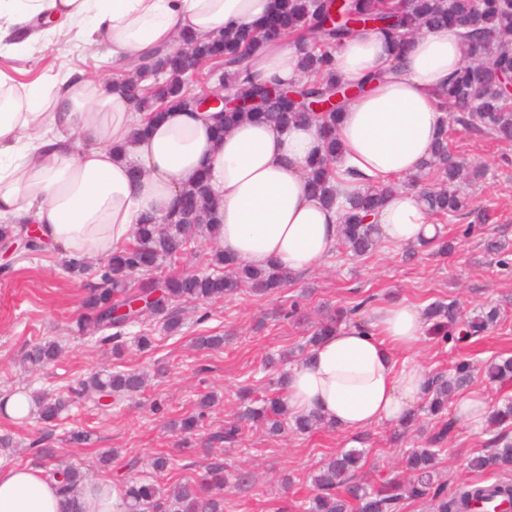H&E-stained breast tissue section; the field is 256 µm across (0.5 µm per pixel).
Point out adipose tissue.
<instances>
[{"label":"adipose tissue","instance_id":"ef3b65f1","mask_svg":"<svg viewBox=\"0 0 512 512\" xmlns=\"http://www.w3.org/2000/svg\"><path fill=\"white\" fill-rule=\"evenodd\" d=\"M275 7L276 0H0V50L27 54L65 27L81 42L104 43L113 69L150 65L182 35L250 27ZM463 60V43L444 28L414 37L400 54L376 31L336 50L337 77L366 85L337 128L340 189H356L344 177L350 168L382 186L418 171L440 129L437 94ZM250 65L263 79L302 78L285 41L266 44ZM223 123L220 112L177 108L151 120L108 78L69 71L24 84L0 69V217L37 225L62 258L84 262L129 241L143 215H167L202 177L219 207L225 255L310 270L334 250L339 224L338 208L308 185L321 147L317 126L246 119L215 138ZM375 221L379 238L403 247L438 232L403 188L385 197ZM429 327L401 301L367 307L359 325L325 336L292 368L289 408L349 432L404 422L428 389L431 373L415 354ZM0 512H125L124 491L89 483L65 495L42 469L0 462Z\"/></svg>","mask_w":512,"mask_h":512}]
</instances>
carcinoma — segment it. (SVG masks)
I'll list each match as a JSON object with an SVG mask.
<instances>
[{
	"label": "carcinoma",
	"instance_id": "carcinoma-1",
	"mask_svg": "<svg viewBox=\"0 0 512 512\" xmlns=\"http://www.w3.org/2000/svg\"><path fill=\"white\" fill-rule=\"evenodd\" d=\"M381 22L380 30L395 46L427 29L446 27L458 35L466 45L464 65L449 81L448 87L438 94V107L451 103L459 107L455 122L461 127L485 133L501 141H512V103L504 97L494 83L492 73L512 72V51L493 47L492 62L487 66L476 56L481 41L488 37L507 40L512 37V3L509 0H279L273 16L259 29L238 28L204 42L186 40L187 47L202 63L211 62L222 68L224 86L232 92H248L263 99L268 89L264 82L251 76L246 60L262 43L282 36H294L300 53L302 72L307 79L292 86L307 101L322 102L332 94H341L324 115L291 100L275 106L272 112L227 111L224 113L223 131L231 129L243 118H264L283 127L290 124L319 123L323 137L321 153L310 165L313 190L328 206L339 205L336 248L360 258L370 255L379 244L375 225L365 223L375 214L383 201V194L394 189L390 183L382 189L368 187L352 193L345 202L338 203L334 164L338 156L336 118L338 112L351 99V88L342 85L331 74L333 53L343 42L355 37L363 25ZM185 58L174 51L161 60L154 69L137 66L140 71H151L158 79L146 90L142 85L125 83L128 95L141 112H159L170 103L181 108L194 106V93L184 81ZM465 167L448 147V125L442 121L441 131L430 158L424 162L419 174L407 179L405 185L415 188L426 205L429 218L445 221L460 220L467 215V202L458 183L465 178ZM221 224L216 205L207 186L201 182L181 192L176 209L169 215V223L159 224L151 215L137 224L132 243L116 248L99 269L98 281L88 285L84 312L79 318V330L90 329L100 343H112V352L122 351V338L129 328H139L137 344L144 349L151 346L147 328L150 318H160L167 331L181 328L180 303L183 300L216 301L249 288L257 296L269 295L296 275L278 265L254 267L240 259L227 257L219 249L209 254L210 274H187L168 278L162 282H143L137 275L156 265L160 260L179 259L197 240L207 237L216 242ZM154 297L144 312L131 318H114L112 312L129 306L140 299ZM370 298H365L342 312L329 314L317 326L306 343V351L325 336L341 329L342 322L352 321ZM428 320L434 321L437 333L467 341L496 325L501 312L497 307L481 309L474 316L461 321L456 315V304L451 301L431 303L425 310ZM62 346L46 341L31 347L25 361L33 367L42 366L59 357ZM473 366L466 360L457 363L451 376L438 373L432 377L425 397L428 414L441 420L440 427L430 440L432 447L408 456L407 467L412 471L408 484L392 479L379 488H370L361 480L359 470L365 465L364 452L352 448L341 451L311 475L315 495L304 507V512H398L405 499H430L433 512H487L499 510L503 505L512 508V484L500 479L494 482L465 483L448 491L435 482V472L441 449L437 448L454 428L448 418V397L464 390L472 382ZM490 382L512 380V359L489 361L482 368ZM145 384L143 375L136 372H96L78 382L73 393L83 398L94 395H129L140 391ZM34 409L32 415L45 423L56 421L65 407V400L46 393L28 392ZM292 419L297 432L306 434L324 425L318 416L289 417L285 393L270 388L261 393L249 392V400L237 419L224 425V429L210 436L213 442L234 444L245 426H262L272 435L285 429ZM512 420V404L494 408L487 422L497 431L491 439L492 450L469 461L477 472L512 471V434L507 431ZM223 462L214 458L203 477L194 483L177 486L171 493L163 490L153 479L130 483L125 490L127 512H224V496L212 491L219 485ZM65 494L79 486L82 474L77 469H66L61 474L48 472Z\"/></svg>",
	"mask_w": 512,
	"mask_h": 512
}]
</instances>
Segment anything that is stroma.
<instances>
[{
    "mask_svg": "<svg viewBox=\"0 0 512 512\" xmlns=\"http://www.w3.org/2000/svg\"><path fill=\"white\" fill-rule=\"evenodd\" d=\"M104 53L103 46L59 35L34 43L26 55H0V68L27 83L68 70L103 78L113 74ZM448 139L460 160L484 171L482 179L464 190L472 211L492 215L483 231L462 238L456 223L448 222L443 233L453 248L444 257L422 249L408 260L404 248L383 241L365 258L332 252L267 297L242 291L216 302L182 304L180 331L167 332L161 319L152 320L153 342L145 351L130 337L122 355L116 356L111 347L76 331L85 286L94 281L101 259L88 261L85 276L79 279L64 272L56 251L36 256L21 250L0 251V397L20 389L64 396L78 379L103 368L149 377L138 395L120 397L108 406L79 400L52 425L33 418L19 423L0 415V436L10 438L9 449L0 452V458L38 467H75L90 482L123 485L156 474L170 489L196 481L216 456L224 463V512H277L287 503L302 506L313 494L311 473L342 449L364 451L363 476L371 484L405 474L408 455L425 447L431 435L434 422L428 415H421L417 432L380 425L361 432L330 428L305 435L288 429L272 436L252 427L233 447L210 443L209 437L239 413L240 390L264 386L268 358L298 351L322 310L351 306L366 295L421 310L436 301L452 300L466 313L501 307V323L469 341L457 343L427 334L416 359L431 372L448 370L462 355L478 367L496 357L512 356V266H498L496 256L486 249L492 238L512 245V142L464 130L453 122L448 125ZM208 335L222 336L223 347L199 346L198 337ZM45 339L61 340L62 354L44 367H24V353ZM210 393L216 402L202 428L193 438H184L175 420L195 412L201 397ZM156 401L164 403V412H153ZM82 433L89 434V442H77ZM489 439V434L458 425L443 444L440 481L452 489L478 480L468 461L489 451ZM40 446L53 449L50 460L38 457ZM107 453L112 460L106 464L101 457ZM160 455L168 459L161 474L153 467ZM245 473L250 479L244 483L240 477Z\"/></svg>",
    "mask_w": 512,
    "mask_h": 512,
    "instance_id": "1",
    "label": "stroma"
}]
</instances>
